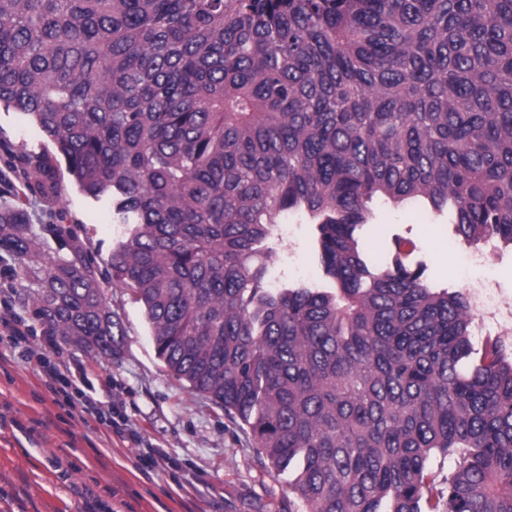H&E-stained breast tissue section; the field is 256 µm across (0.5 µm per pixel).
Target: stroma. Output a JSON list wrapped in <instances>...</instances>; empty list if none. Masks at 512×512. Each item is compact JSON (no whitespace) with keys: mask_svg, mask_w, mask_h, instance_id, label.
<instances>
[{"mask_svg":"<svg viewBox=\"0 0 512 512\" xmlns=\"http://www.w3.org/2000/svg\"><path fill=\"white\" fill-rule=\"evenodd\" d=\"M0 140L40 153L47 140L25 113L0 109ZM35 225L64 223L100 268L101 285L124 327L112 357L93 358L64 347L86 369L98 394L120 392L130 420L164 448L156 467L137 462L107 423L58 401L47 377L9 356L0 344V512H286L287 478L259 460L250 434L206 397L171 378L157 358L140 304L114 285L110 256L121 225L104 201L68 183L61 204L23 201ZM314 227L289 218L271 246L268 281L322 287V267L310 252ZM360 249L376 264L390 261L395 241L413 246L428 284L472 297L476 275L463 261L469 247L447 219L417 208L376 207L358 230ZM493 300L472 314L470 341L487 338L512 353V250L493 249L485 273Z\"/></svg>","mask_w":512,"mask_h":512,"instance_id":"1","label":"stroma"}]
</instances>
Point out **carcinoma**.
Segmentation results:
<instances>
[{
  "instance_id": "obj_1",
  "label": "carcinoma",
  "mask_w": 512,
  "mask_h": 512,
  "mask_svg": "<svg viewBox=\"0 0 512 512\" xmlns=\"http://www.w3.org/2000/svg\"><path fill=\"white\" fill-rule=\"evenodd\" d=\"M1 106L53 147L3 145L30 195L68 175L112 204V276L158 359L293 470L288 512H512L505 345L473 355L464 295L356 236L378 203L419 205L512 246V0H0ZM290 215L329 287H267ZM55 232L63 258L0 206L36 317L110 357L98 267Z\"/></svg>"
}]
</instances>
